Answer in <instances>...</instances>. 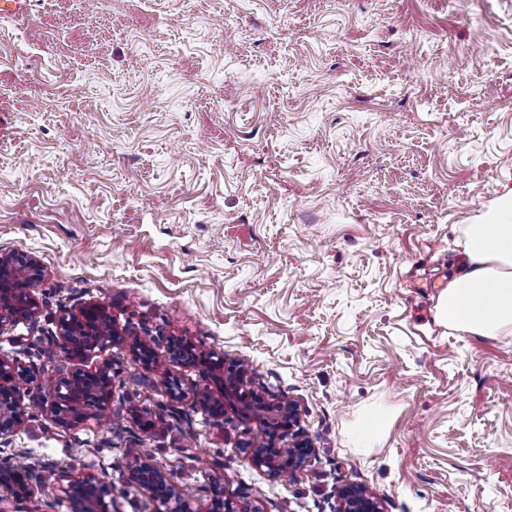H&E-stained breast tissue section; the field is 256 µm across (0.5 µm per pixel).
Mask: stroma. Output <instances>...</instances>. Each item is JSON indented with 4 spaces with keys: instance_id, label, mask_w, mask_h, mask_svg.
Segmentation results:
<instances>
[{
    "instance_id": "1",
    "label": "stroma",
    "mask_w": 512,
    "mask_h": 512,
    "mask_svg": "<svg viewBox=\"0 0 512 512\" xmlns=\"http://www.w3.org/2000/svg\"><path fill=\"white\" fill-rule=\"evenodd\" d=\"M512 191V0H32L0 21V252L40 272L0 354L36 382L11 446L44 487L5 512H80L60 471L156 512L134 461L209 512H512V334L440 324L463 228ZM107 307L128 344L40 353L60 310ZM190 342L192 363L170 340ZM299 410L313 448L271 478L238 408L206 414L209 360ZM112 368L119 422H59L40 376ZM179 380L184 398L166 383ZM391 414L364 454L353 429ZM338 512H383L376 498L364 488L349 486L339 494Z\"/></svg>"
}]
</instances>
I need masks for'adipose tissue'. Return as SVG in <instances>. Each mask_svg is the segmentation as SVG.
<instances>
[{
    "label": "adipose tissue",
    "mask_w": 512,
    "mask_h": 512,
    "mask_svg": "<svg viewBox=\"0 0 512 512\" xmlns=\"http://www.w3.org/2000/svg\"><path fill=\"white\" fill-rule=\"evenodd\" d=\"M466 269L439 296L437 320L481 336L512 334V195L492 217L463 231Z\"/></svg>",
    "instance_id": "1"
}]
</instances>
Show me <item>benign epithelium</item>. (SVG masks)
<instances>
[{"label": "benign epithelium", "mask_w": 512, "mask_h": 512, "mask_svg": "<svg viewBox=\"0 0 512 512\" xmlns=\"http://www.w3.org/2000/svg\"><path fill=\"white\" fill-rule=\"evenodd\" d=\"M23 261L12 253L0 254V330L36 318L37 301L31 288L38 276L35 265L19 273ZM126 342L144 362L150 363L154 353L145 345L131 341L128 334L115 328L112 315L100 304L84 307L77 315L63 312L57 318L54 343L73 356L85 360L107 347ZM213 378L221 383L219 393H196L195 401L203 410L222 414L224 400L236 399L241 411L253 416L265 434L282 428L293 432L299 420L297 405L288 400L270 403L265 397L247 388L249 371L239 366L229 368L224 375V358L218 356L211 365ZM111 368L102 367L95 372L77 371L67 379H60L51 390L49 408L63 422L79 424L87 417L86 408L105 409L112 397ZM34 379L33 372L17 358L0 354V488L9 492L14 500H23L42 487V476L32 467L12 463L14 449L6 447L9 438L21 424L24 410L20 403V383ZM292 451L285 454L274 446V441L255 447L253 462L267 468L271 477L285 470L302 467L312 452L311 445L295 440ZM135 471L140 475L138 486L142 492L159 503L158 512H198L191 502L171 484L151 462L150 457L136 458ZM62 491L71 499L81 502L85 512H109L106 498L112 489L92 475L75 477L63 471L59 475ZM338 512H383L376 498L365 489L349 486L339 494Z\"/></svg>", "instance_id": "1"}]
</instances>
